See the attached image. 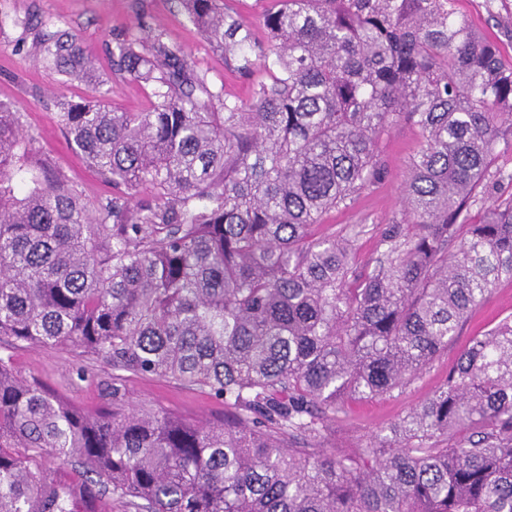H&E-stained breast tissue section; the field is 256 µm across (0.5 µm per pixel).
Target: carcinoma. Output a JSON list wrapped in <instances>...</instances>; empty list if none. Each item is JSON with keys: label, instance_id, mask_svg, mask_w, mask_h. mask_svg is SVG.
Segmentation results:
<instances>
[{"label": "carcinoma", "instance_id": "cac0c4a2", "mask_svg": "<svg viewBox=\"0 0 512 512\" xmlns=\"http://www.w3.org/2000/svg\"><path fill=\"white\" fill-rule=\"evenodd\" d=\"M240 72L251 33L218 0H179ZM456 0H273L269 81L224 97L156 34L112 67L152 87L58 98L72 150L112 197L90 208L0 102V336L71 347L115 372L224 403L197 422L152 406L75 408L0 357V512H512V315L469 339L430 398L368 443L326 448L346 405L401 391L512 278V65ZM48 69L102 87L70 30L25 17ZM420 142L402 222L315 236L384 176L398 121ZM480 218L472 220L473 208ZM379 233L364 269L354 242ZM82 470L62 485L48 458Z\"/></svg>", "mask_w": 512, "mask_h": 512}]
</instances>
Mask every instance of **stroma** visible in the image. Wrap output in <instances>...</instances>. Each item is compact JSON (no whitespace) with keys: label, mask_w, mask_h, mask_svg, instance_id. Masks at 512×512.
I'll use <instances>...</instances> for the list:
<instances>
[{"label":"stroma","mask_w":512,"mask_h":512,"mask_svg":"<svg viewBox=\"0 0 512 512\" xmlns=\"http://www.w3.org/2000/svg\"><path fill=\"white\" fill-rule=\"evenodd\" d=\"M221 6L235 13L252 33L256 60L248 73H238L225 62L223 54L206 44L178 0H0V101L13 104L21 112L23 128L35 137L40 158L59 165L83 198L93 203L110 197L111 185L102 182L71 151L56 111L43 102L47 96L76 101L93 95L94 87L44 69L20 46L22 32L13 26V18L49 19L75 31L85 51L97 59L100 76L111 90L112 105L141 109L149 104L150 88L112 71V43L120 35L163 34L166 41L191 54L210 81L223 84L225 95L230 97H247L252 84L268 80L269 73L260 58L267 48L262 24L264 0H222ZM456 6L479 34L496 44L503 62L511 64L512 0H457ZM418 146L415 127L403 120L395 123L379 143L386 165L383 180L355 197L348 207L328 212L316 226V235H329L350 224L385 225L401 219V194L408 160ZM510 315L512 279H503L487 302L472 311L455 341L420 377L403 391L352 403L345 415L331 423V445L354 448L365 444L383 427L422 404L443 382L469 336ZM7 355L11 356L19 377L41 379L75 407L92 410L107 403L111 370L92 366L88 368L87 378H80L78 369L83 366V360L70 349L14 348L1 343L0 356ZM123 385L125 402L130 406L148 404L200 421L224 411L221 402L172 381L128 376Z\"/></svg>","instance_id":"1"}]
</instances>
